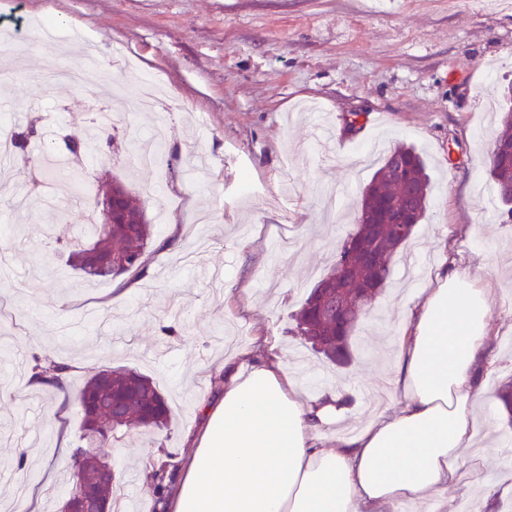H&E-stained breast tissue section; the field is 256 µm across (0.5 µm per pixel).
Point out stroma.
Returning <instances> with one entry per match:
<instances>
[{"mask_svg": "<svg viewBox=\"0 0 512 512\" xmlns=\"http://www.w3.org/2000/svg\"><path fill=\"white\" fill-rule=\"evenodd\" d=\"M76 33L97 64L79 87L45 84L44 72L81 63ZM0 35L12 42L0 47V135L18 142L15 179L27 157L85 145L80 191L49 182L20 203L0 189V333L12 352L0 362V512H20L31 490L40 512H58L79 444L71 399L108 367L148 376L172 409L168 429H132L112 446L121 488H136L146 512H159V493L145 459L172 469L169 451L198 424L225 357L255 337L288 367L303 355V388L336 392L346 422L371 421L397 403L402 317L445 259L483 266L493 290L475 414L498 453L469 458L478 482L444 497L450 512H512L496 493L512 484V426L495 408L512 378V221L487 174L512 82V0H0ZM146 79L170 107L138 108ZM119 107L126 121L88 140L92 116ZM353 112L356 131L344 124ZM158 129L162 164L137 163L132 138ZM375 141L415 147L430 194L338 366L296 334L294 315L354 229L359 187L379 166L359 152ZM106 174L146 211L145 275L95 281L68 261L92 242L85 210ZM36 355L71 364L62 389L27 387Z\"/></svg>", "mask_w": 512, "mask_h": 512, "instance_id": "obj_1", "label": "stroma"}]
</instances>
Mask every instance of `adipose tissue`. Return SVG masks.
I'll return each instance as SVG.
<instances>
[{
    "mask_svg": "<svg viewBox=\"0 0 512 512\" xmlns=\"http://www.w3.org/2000/svg\"><path fill=\"white\" fill-rule=\"evenodd\" d=\"M491 293L481 270L443 269L403 317L396 407L334 441L335 392H305L255 337L225 361L198 429L173 449L161 512H399L423 503L447 512L443 493L477 450Z\"/></svg>",
    "mask_w": 512,
    "mask_h": 512,
    "instance_id": "adipose-tissue-1",
    "label": "adipose tissue"
}]
</instances>
